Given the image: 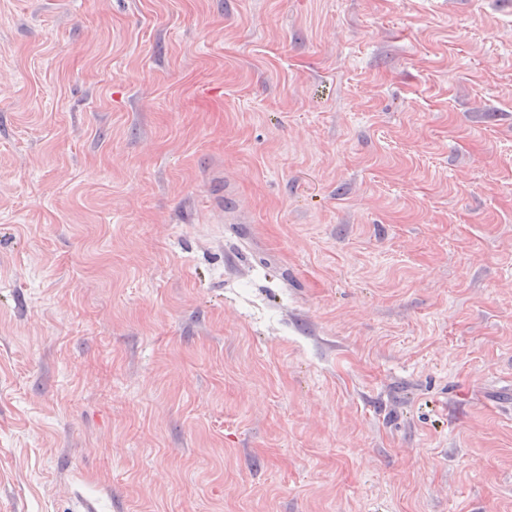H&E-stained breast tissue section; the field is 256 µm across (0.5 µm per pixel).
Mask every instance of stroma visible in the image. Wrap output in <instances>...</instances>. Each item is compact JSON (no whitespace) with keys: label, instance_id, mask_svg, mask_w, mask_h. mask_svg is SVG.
I'll list each match as a JSON object with an SVG mask.
<instances>
[{"label":"stroma","instance_id":"stroma-1","mask_svg":"<svg viewBox=\"0 0 512 512\" xmlns=\"http://www.w3.org/2000/svg\"><path fill=\"white\" fill-rule=\"evenodd\" d=\"M512 512V0H0V512Z\"/></svg>","mask_w":512,"mask_h":512}]
</instances>
